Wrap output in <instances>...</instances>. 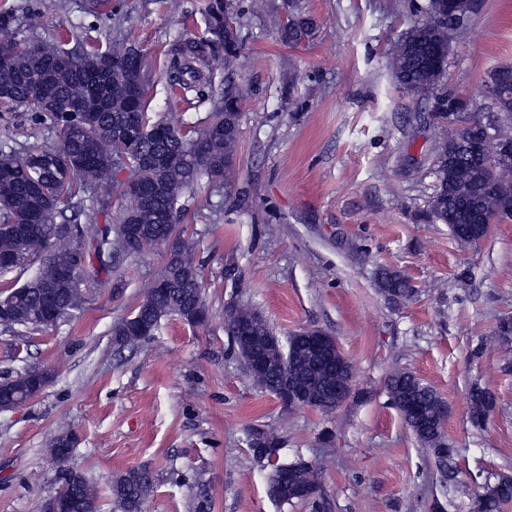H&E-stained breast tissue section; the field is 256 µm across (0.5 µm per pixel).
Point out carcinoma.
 <instances>
[{
    "label": "carcinoma",
    "mask_w": 512,
    "mask_h": 512,
    "mask_svg": "<svg viewBox=\"0 0 512 512\" xmlns=\"http://www.w3.org/2000/svg\"><path fill=\"white\" fill-rule=\"evenodd\" d=\"M442 0H428L424 9L428 20L406 32L397 42L389 62L396 83L403 89L430 96L447 70L448 59L428 67L425 57L436 46L450 43L448 10H440ZM56 0H41L40 7L27 13L24 23L14 15L0 12V56L9 57L13 68L0 72V109L24 106L35 125H46L56 136L50 147L33 143L19 149L0 145V255L11 262L0 266V329L23 339L34 331L52 327L45 321L53 312L55 323L75 315L86 303L92 283H109L118 265L136 259L146 251L170 247L165 265L171 276L170 288L162 293L147 291L131 313L112 326L115 353L132 351L158 329L162 319L176 317L194 326L205 322V279L202 264L193 254V243L179 228L185 215V199L194 195L202 180L224 186L235 184V157L241 120L240 91L233 80L232 67L242 49L239 32H226L215 24L231 11L229 0H206L202 8L205 30L187 34L170 48L167 80L185 93H194L198 102L209 106L205 121L182 128L148 112L147 77L124 63L127 46L117 43L95 45L78 53L64 47L63 39L38 34L41 19L54 10ZM313 22L293 11L281 27V37L297 45L313 34ZM34 47V52L26 46ZM224 51V77L216 79L210 66L212 53ZM501 69L490 76L489 109L512 118V91L504 97L494 91ZM459 114L470 103L451 94L434 98ZM145 162L136 171L144 187L137 202L124 201L119 214H109L108 203L98 195L125 162ZM434 192L430 199L432 217L443 224H460L473 216L486 223L512 220L501 206L512 197V164L496 173V190L480 188L484 161L470 157L466 141L450 139L434 156ZM150 228L149 238L138 247L127 244L126 224L130 214ZM104 224L87 234L85 224ZM33 268L27 280L17 286L7 280L13 273ZM380 293L392 302L410 301L417 294L411 280L401 271L382 268L377 274ZM201 318H195L196 313ZM227 335L244 361L250 365L254 350L267 348L277 340L264 317L255 309L232 306L224 318ZM294 363L306 366V381L314 394L317 410L336 409L331 375L306 361L301 353L273 356L262 373H252L253 383L274 396L281 379ZM34 368H24L0 379V405L24 397L28 376ZM391 405L400 413L416 438L429 447L448 468L453 480L452 448L441 431L420 426L404 409L407 394H413L436 413L442 399L418 377L398 372L386 383ZM495 398L483 388L469 394L470 420L482 424L493 410ZM270 468L268 492L279 502L283 481L307 485L315 512L318 502L319 469L303 458L288 460L280 455L259 458ZM156 478L147 467L131 468L113 476L112 501L118 512H143L154 491ZM74 492L99 512L98 495L82 472L72 484ZM512 502V477L502 476L474 498L472 512H501Z\"/></svg>",
    "instance_id": "cac0c4a2"
}]
</instances>
